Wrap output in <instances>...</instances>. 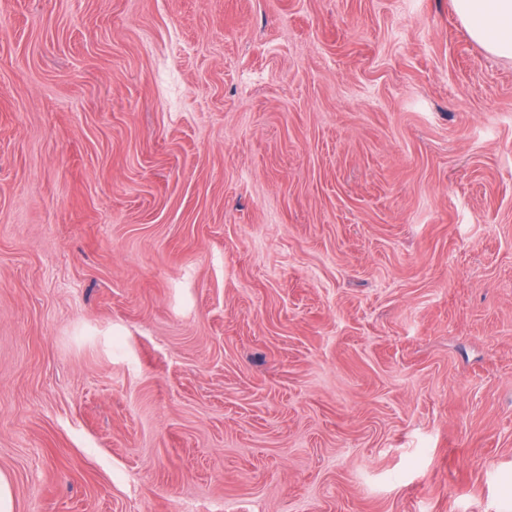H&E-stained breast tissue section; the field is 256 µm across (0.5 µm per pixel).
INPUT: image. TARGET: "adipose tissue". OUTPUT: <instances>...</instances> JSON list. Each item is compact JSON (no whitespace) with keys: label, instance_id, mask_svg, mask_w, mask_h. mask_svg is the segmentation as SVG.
Masks as SVG:
<instances>
[{"label":"adipose tissue","instance_id":"adipose-tissue-1","mask_svg":"<svg viewBox=\"0 0 512 512\" xmlns=\"http://www.w3.org/2000/svg\"><path fill=\"white\" fill-rule=\"evenodd\" d=\"M470 38L490 55L512 59V0H454Z\"/></svg>","mask_w":512,"mask_h":512}]
</instances>
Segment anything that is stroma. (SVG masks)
<instances>
[{
  "label": "stroma",
  "instance_id": "stroma-1",
  "mask_svg": "<svg viewBox=\"0 0 512 512\" xmlns=\"http://www.w3.org/2000/svg\"><path fill=\"white\" fill-rule=\"evenodd\" d=\"M15 512H512V59L453 0H0Z\"/></svg>",
  "mask_w": 512,
  "mask_h": 512
}]
</instances>
